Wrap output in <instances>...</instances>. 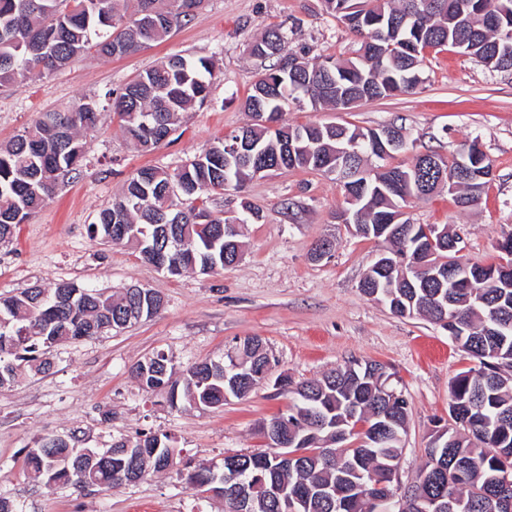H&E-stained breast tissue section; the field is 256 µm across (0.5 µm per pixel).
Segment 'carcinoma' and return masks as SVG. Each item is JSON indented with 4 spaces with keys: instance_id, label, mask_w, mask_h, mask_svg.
Listing matches in <instances>:
<instances>
[{
    "instance_id": "1",
    "label": "carcinoma",
    "mask_w": 512,
    "mask_h": 512,
    "mask_svg": "<svg viewBox=\"0 0 512 512\" xmlns=\"http://www.w3.org/2000/svg\"><path fill=\"white\" fill-rule=\"evenodd\" d=\"M120 0H0V85L33 76L48 77L73 58L95 53L100 57L134 53L152 42H162L171 30L190 19L204 0H134L131 15L121 13ZM325 11L340 21L360 18L349 30L361 38L358 57L332 56L310 61L285 51L284 35L273 27L250 48L259 59H275L250 89L244 102L249 114H284L294 104L311 108L349 109L358 100L383 99L416 89L423 64V50L455 47L464 43L469 54L494 71H512V0H321ZM213 79L207 58L188 60L167 56L133 77L115 93H105L107 105L117 115L136 148L148 151L165 141L177 115L192 105L204 104ZM100 104L81 99L64 110H51L7 147L0 148V243L16 227L42 209L60 181L77 170L85 156L83 135L96 129ZM254 149L249 159L226 157L230 132L205 152L173 171L142 167L127 180L120 198L102 209L91 234L108 243L135 244L141 257L155 264L158 239L167 243L169 262L182 270L218 272L234 263L239 237L225 238L220 226L228 218L214 216L198 200L209 192L229 187L242 189L254 178L260 164L274 173L283 169L329 174L336 147L347 141L359 144L360 154L351 165L360 176L341 185L345 206L336 218L366 229L364 238L389 244L385 264L372 265L363 280L366 296L385 303L400 317L424 314L430 320L447 317L453 322L456 341L477 361L451 381L448 425L435 431L419 470L412 495L441 496L448 512L454 502L467 512H486L484 499L494 492L500 477L512 478V272H499L500 263L487 265L459 261L449 244L455 233L448 225H431L435 275L418 277L398 255L418 247L422 225L401 218L408 200L437 192L439 171L428 156H416L409 165L371 166L365 155L383 130L345 125H291L281 122L272 132L258 122L245 127ZM294 147L284 152L282 142ZM478 138L462 144L452 161L439 158L446 173L458 172L448 194L466 209L477 201L474 188L485 187L492 164L482 152L472 160ZM479 284L477 288L467 283ZM162 308V298L151 289L140 295L134 288L119 293L79 288L60 282L51 290L33 286L19 295L0 296V379L11 384L21 375L51 368L47 351L63 342L100 335L101 327L140 307ZM254 347L239 357L249 380L233 388L224 381L222 361L195 363L183 371V390L172 380L173 366L145 361L134 367L135 377L147 392L164 390L167 401L181 394L189 403L218 408L226 396L245 397L262 382L265 348L257 336ZM386 366L374 361L351 362L320 378L288 386V411L270 419H284L279 432L295 458L283 465L279 449L236 454L243 474L238 492L253 500L256 512H280L269 496L273 484L307 493L308 488L336 486L349 493L332 502L315 495L305 499L303 512H364L360 487L383 495L394 489L389 475L403 454L409 402L403 392L389 385ZM180 449L166 434H144L126 439L106 459L93 467L79 460L75 445L58 436H42L28 450L27 464L45 484L70 483L80 468L84 487L103 490L123 483L135 468L152 467L157 460L178 457Z\"/></svg>"
}]
</instances>
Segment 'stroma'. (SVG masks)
Masks as SVG:
<instances>
[{
  "instance_id": "1",
  "label": "stroma",
  "mask_w": 512,
  "mask_h": 512,
  "mask_svg": "<svg viewBox=\"0 0 512 512\" xmlns=\"http://www.w3.org/2000/svg\"><path fill=\"white\" fill-rule=\"evenodd\" d=\"M272 26L285 32L287 49L310 58L348 59L358 48L357 37L319 0H205L165 41L123 56L91 54L53 76L0 87L1 147L40 113L82 97L103 99L164 57H209L215 64L208 101L181 113L175 132L151 152L134 148L118 118L103 113L86 135L81 166L11 241L0 243V296L66 281L108 292L139 286L163 299L152 318L58 344L49 372L28 373L0 388V495L20 512H224L222 498L173 468L94 491L45 485L25 464L39 436H74L79 447L104 450L123 437L167 433L191 468L219 467L225 455L263 447L259 423L288 409L289 396L269 381L220 408L185 401L170 408L165 392H145L131 373L135 363L159 352L180 371L222 359L239 338L257 336L275 374L295 383L353 360L385 365L410 402L398 471L404 489L424 464L439 422L447 420L449 385L473 361L438 325L418 315L396 316L361 292L383 244L336 221L343 194L332 176L284 169L211 196L207 205L214 213L237 215L246 198L264 215L260 223L240 225L243 256L218 274L171 276L144 261L135 245L112 246L89 234L99 210L138 168L174 170L249 123L242 102L265 68L250 46ZM422 78L413 93L365 101L350 112L293 105L284 118L295 125L404 126L407 148L393 156L396 165L426 151L449 158L480 138L492 176L474 208H459L443 191L410 200L404 212L414 224L450 225L463 239L461 261L497 262L496 241L512 233V74L445 47L427 51ZM326 237L335 242L331 256L312 260L314 242Z\"/></svg>"
}]
</instances>
